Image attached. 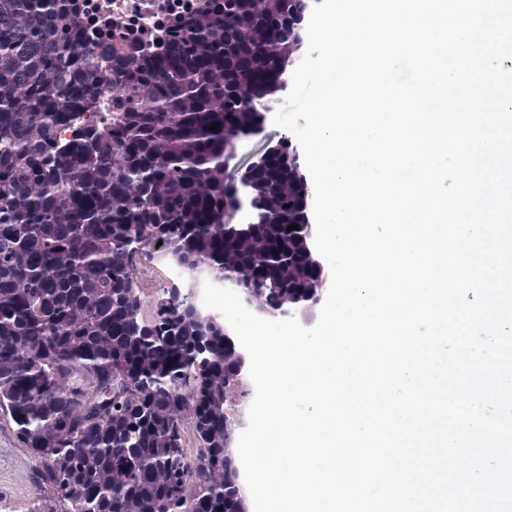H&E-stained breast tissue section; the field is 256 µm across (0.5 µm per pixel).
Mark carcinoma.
<instances>
[{
    "instance_id": "1",
    "label": "carcinoma",
    "mask_w": 512,
    "mask_h": 512,
    "mask_svg": "<svg viewBox=\"0 0 512 512\" xmlns=\"http://www.w3.org/2000/svg\"><path fill=\"white\" fill-rule=\"evenodd\" d=\"M300 4L217 0L165 54L112 61L107 43L87 55L72 39L67 0H0V410L69 512H240L224 324L177 286L144 320L129 246L281 305L318 288L305 236L287 231L305 224L287 142L243 174L262 221L224 223V151L273 107ZM109 62L137 105L107 134L62 139Z\"/></svg>"
}]
</instances>
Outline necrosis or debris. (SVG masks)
<instances>
[{"mask_svg": "<svg viewBox=\"0 0 512 512\" xmlns=\"http://www.w3.org/2000/svg\"><path fill=\"white\" fill-rule=\"evenodd\" d=\"M212 5L213 0H72V30L82 40L97 37L108 41L116 58L126 57L135 46L144 53L159 55L184 36L187 23L197 13ZM99 78L104 91L63 129L64 137L87 125L110 130L119 118L120 105L135 104L132 91L111 90L110 72L101 71Z\"/></svg>", "mask_w": 512, "mask_h": 512, "instance_id": "1", "label": "necrosis or debris"}]
</instances>
